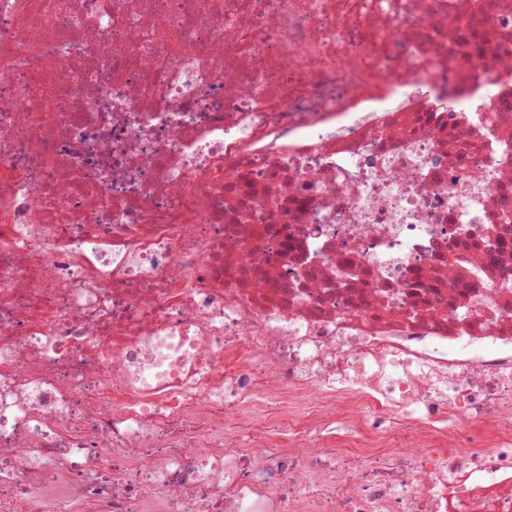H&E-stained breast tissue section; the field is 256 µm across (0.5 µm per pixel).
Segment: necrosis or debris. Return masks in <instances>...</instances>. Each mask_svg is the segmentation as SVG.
Returning <instances> with one entry per match:
<instances>
[{
	"label": "necrosis or debris",
	"mask_w": 512,
	"mask_h": 512,
	"mask_svg": "<svg viewBox=\"0 0 512 512\" xmlns=\"http://www.w3.org/2000/svg\"><path fill=\"white\" fill-rule=\"evenodd\" d=\"M507 269L512 0H0V512H512ZM330 431L336 437V441L345 444H352L360 434L354 432L351 427L342 419L339 408L331 409L326 415Z\"/></svg>",
	"instance_id": "obj_1"
}]
</instances>
